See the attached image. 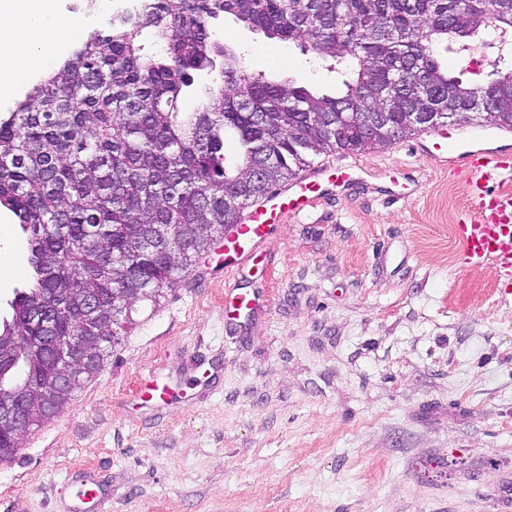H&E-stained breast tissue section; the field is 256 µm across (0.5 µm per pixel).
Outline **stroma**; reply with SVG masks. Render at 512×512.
<instances>
[{
	"mask_svg": "<svg viewBox=\"0 0 512 512\" xmlns=\"http://www.w3.org/2000/svg\"><path fill=\"white\" fill-rule=\"evenodd\" d=\"M217 36L243 68L335 93L300 43L232 16ZM411 135L319 162L357 164L254 263L197 261L140 307L97 373L0 462V512H512V280L461 264L464 174ZM0 306L28 279L0 214ZM265 292L226 333L231 289ZM174 394L141 403L148 373Z\"/></svg>",
	"mask_w": 512,
	"mask_h": 512,
	"instance_id": "stroma-1",
	"label": "stroma"
}]
</instances>
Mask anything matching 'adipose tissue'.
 <instances>
[{
	"mask_svg": "<svg viewBox=\"0 0 512 512\" xmlns=\"http://www.w3.org/2000/svg\"><path fill=\"white\" fill-rule=\"evenodd\" d=\"M77 33V22L60 19L57 0H0V100H10L29 66H49Z\"/></svg>",
	"mask_w": 512,
	"mask_h": 512,
	"instance_id": "ef3b65f1",
	"label": "adipose tissue"
}]
</instances>
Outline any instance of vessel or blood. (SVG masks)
Segmentation results:
<instances>
[{
	"mask_svg": "<svg viewBox=\"0 0 512 512\" xmlns=\"http://www.w3.org/2000/svg\"><path fill=\"white\" fill-rule=\"evenodd\" d=\"M446 137V163L453 168L464 165L467 171L471 208L457 227L464 260L475 266L493 265L501 276L512 279V193L489 190L491 181L512 169V128H453ZM340 175L339 168L322 165L260 199L243 214L239 224L225 232V269L253 262L288 217L310 213L322 182ZM170 393L169 383L151 376L145 378L140 398L146 403H159Z\"/></svg>",
	"mask_w": 512,
	"mask_h": 512,
	"instance_id": "1",
	"label": "vessel or blood"
}]
</instances>
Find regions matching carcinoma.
<instances>
[{
  "label": "carcinoma",
  "mask_w": 512,
  "mask_h": 512,
  "mask_svg": "<svg viewBox=\"0 0 512 512\" xmlns=\"http://www.w3.org/2000/svg\"><path fill=\"white\" fill-rule=\"evenodd\" d=\"M141 16L90 33L0 116V209L26 235L33 274L0 315V396L28 402V424L60 412L102 366L137 304L159 305L241 210L335 150H368L423 120L512 126V69L484 96L440 53L497 24L512 0H142ZM228 14L269 38L300 41L341 78L318 94L247 74L213 37ZM453 33H448V26ZM218 71L198 112L177 111L192 73ZM239 155L226 164L224 141ZM59 305L68 315L40 322ZM51 336H101L57 383ZM0 427V460L18 450Z\"/></svg>",
  "instance_id": "obj_1"
}]
</instances>
